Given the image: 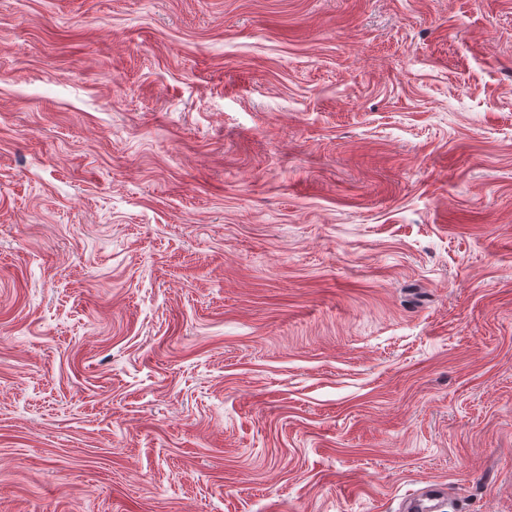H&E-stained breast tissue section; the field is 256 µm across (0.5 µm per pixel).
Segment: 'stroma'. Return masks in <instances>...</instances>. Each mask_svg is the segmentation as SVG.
I'll return each instance as SVG.
<instances>
[{
	"label": "stroma",
	"instance_id": "35a3bbf8",
	"mask_svg": "<svg viewBox=\"0 0 512 512\" xmlns=\"http://www.w3.org/2000/svg\"><path fill=\"white\" fill-rule=\"evenodd\" d=\"M512 512V0H0V512Z\"/></svg>",
	"mask_w": 512,
	"mask_h": 512
}]
</instances>
